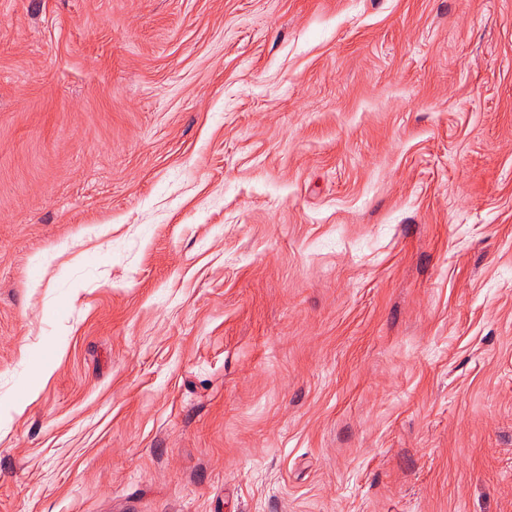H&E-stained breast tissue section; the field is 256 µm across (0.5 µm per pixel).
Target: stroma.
<instances>
[{
	"label": "stroma",
	"instance_id": "stroma-1",
	"mask_svg": "<svg viewBox=\"0 0 512 512\" xmlns=\"http://www.w3.org/2000/svg\"><path fill=\"white\" fill-rule=\"evenodd\" d=\"M0 512H512V0H0Z\"/></svg>",
	"mask_w": 512,
	"mask_h": 512
}]
</instances>
